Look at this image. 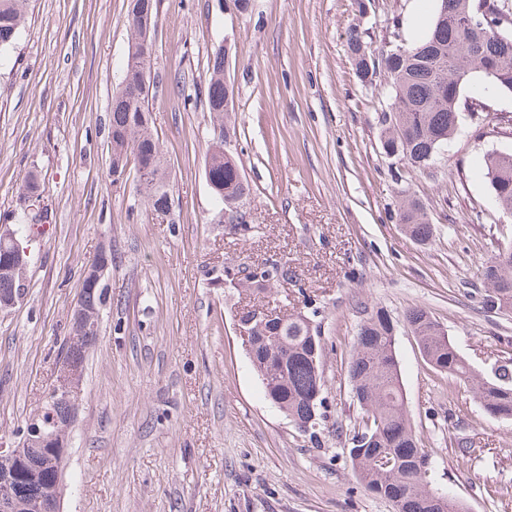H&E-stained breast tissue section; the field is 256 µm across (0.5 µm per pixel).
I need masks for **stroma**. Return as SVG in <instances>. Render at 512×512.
<instances>
[{
	"mask_svg": "<svg viewBox=\"0 0 512 512\" xmlns=\"http://www.w3.org/2000/svg\"><path fill=\"white\" fill-rule=\"evenodd\" d=\"M127 0H26V23L0 62V225L26 216L25 295L0 312V443L16 444L40 408L69 337V313L101 245L112 263L105 306L69 429L63 512H395L355 475L350 439L364 426L347 366L361 322L384 311L406 406L429 455L433 488L468 512H512V421L489 415L473 384L434 371L406 324L426 309L481 376L512 364V312L485 300L482 265L512 246L481 160L512 152V94L462 112L459 134L423 171L385 156L384 74L360 79L351 28L371 50L420 40L436 0H158L149 108L169 172L167 223L145 210L138 174L114 183L108 113L132 31ZM397 17V30L387 20ZM230 48L225 77L251 193L249 240L219 223L204 169L207 59ZM435 226L418 244L395 216L401 195ZM288 259L292 280L266 294L319 331L323 420L310 440L265 395L236 332L252 291L224 269ZM470 442L462 454L461 442Z\"/></svg>",
	"mask_w": 512,
	"mask_h": 512,
	"instance_id": "stroma-1",
	"label": "stroma"
}]
</instances>
